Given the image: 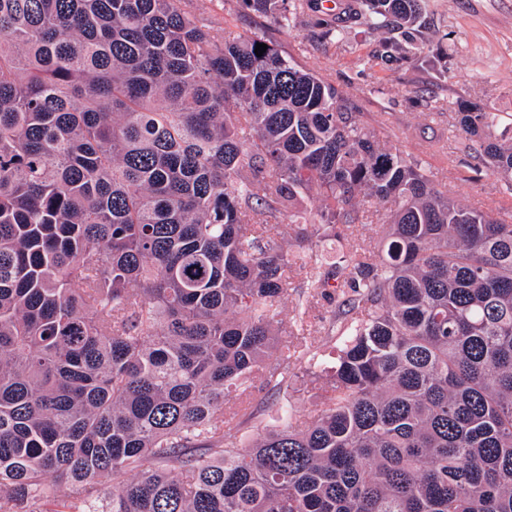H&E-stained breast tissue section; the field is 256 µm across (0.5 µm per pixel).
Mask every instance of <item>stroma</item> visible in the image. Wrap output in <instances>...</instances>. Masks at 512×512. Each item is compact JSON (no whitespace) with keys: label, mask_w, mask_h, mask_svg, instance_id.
<instances>
[{"label":"stroma","mask_w":512,"mask_h":512,"mask_svg":"<svg viewBox=\"0 0 512 512\" xmlns=\"http://www.w3.org/2000/svg\"><path fill=\"white\" fill-rule=\"evenodd\" d=\"M428 41L442 44L448 72L376 59L382 35L362 22L341 19L319 6L301 9L294 31L278 30L239 0H184L201 25L233 38L248 33L278 42L301 64L359 102L364 119L380 140L419 160L437 189L465 207L494 218L512 217V185L476 166L469 142L437 106L477 100L493 112L512 113V0H425ZM342 23L340 41L323 38L326 25ZM306 271L294 268L281 317L303 318L304 333L324 340L333 330L334 304L300 301Z\"/></svg>","instance_id":"stroma-1"}]
</instances>
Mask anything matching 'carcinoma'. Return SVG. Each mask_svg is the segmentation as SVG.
<instances>
[{
	"label": "carcinoma",
	"mask_w": 512,
	"mask_h": 512,
	"mask_svg": "<svg viewBox=\"0 0 512 512\" xmlns=\"http://www.w3.org/2000/svg\"><path fill=\"white\" fill-rule=\"evenodd\" d=\"M241 2L297 26L292 0ZM423 10L350 15L446 73ZM454 116L512 180L501 116ZM361 117L182 0H0V512H512V223ZM375 203L379 249H345ZM298 264L308 295L339 288L332 363L280 318ZM297 365L328 377L320 408L270 425L253 382Z\"/></svg>",
	"instance_id": "1"
}]
</instances>
